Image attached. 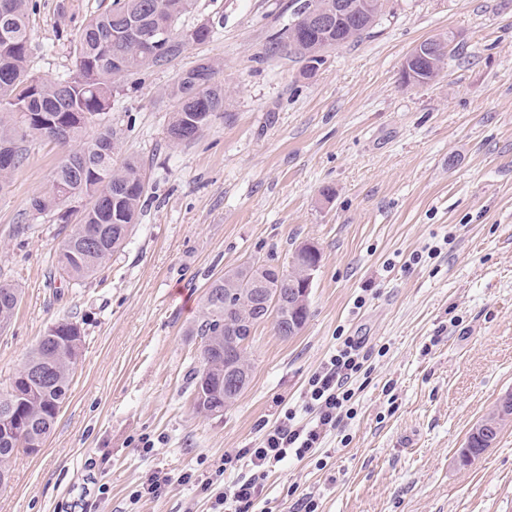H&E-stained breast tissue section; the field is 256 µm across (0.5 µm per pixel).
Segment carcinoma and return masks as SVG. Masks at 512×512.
I'll return each mask as SVG.
<instances>
[{
  "label": "carcinoma",
  "instance_id": "carcinoma-1",
  "mask_svg": "<svg viewBox=\"0 0 512 512\" xmlns=\"http://www.w3.org/2000/svg\"><path fill=\"white\" fill-rule=\"evenodd\" d=\"M116 7L91 18L73 41L76 75L54 80L34 81L29 75L31 49L28 0H0V155L11 165L0 163V190L8 176L21 165V144L38 138L63 147L73 143L58 163L48 187L30 201L37 214L58 213L67 224L74 209L69 204L79 199L88 203L72 231L56 252V269L77 284L91 278L112 255L122 250L139 220L146 185L139 161L133 157L122 163L115 160L119 138L110 126H102L94 138L84 132L90 126L87 115H101L110 108L115 76L132 77L161 65L179 55L190 42H206L215 34V26L181 31L178 21L191 8L192 0H115ZM336 0H293L291 23L284 32L289 38L293 27L313 4ZM381 12L374 0H364L361 8L346 16L327 36L343 46L360 41L379 24ZM171 27L170 37L160 42L154 36L161 25ZM326 36L311 28L302 47L289 46L308 63L311 50ZM216 70L199 64L185 71L199 87L203 99L190 96L182 83L175 84L170 95L179 103L168 133L172 141L187 143L210 126L188 123L197 113L217 117L224 112V88L215 81ZM320 252L311 244L298 246L289 267L247 262L213 279L203 295L201 314L189 330L200 339L203 366L193 373L196 409L211 413L224 410V390L217 389L224 377V353L235 357L251 374L246 355L250 337L232 333L225 315L245 313L256 327L273 321L279 335L291 337L293 329H302L309 318V303L296 305L300 289L311 288L308 271H316ZM21 302L15 285L0 281V329L13 320ZM83 336L73 322L53 324L39 337L23 366L0 390V409L13 412L24 428L20 436L0 433V474L11 477L10 461L19 452L44 446L51 428L70 390L74 368L80 356ZM212 382V390L199 401L203 380ZM512 416V409L495 408L486 420L499 425L497 433L472 431L467 437V455L476 458L492 447L498 432Z\"/></svg>",
  "mask_w": 512,
  "mask_h": 512
}]
</instances>
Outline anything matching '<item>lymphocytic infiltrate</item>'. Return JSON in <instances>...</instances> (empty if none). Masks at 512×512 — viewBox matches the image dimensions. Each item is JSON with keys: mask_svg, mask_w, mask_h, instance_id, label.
<instances>
[{"mask_svg": "<svg viewBox=\"0 0 512 512\" xmlns=\"http://www.w3.org/2000/svg\"><path fill=\"white\" fill-rule=\"evenodd\" d=\"M367 360L361 338L342 337L335 353L309 378L301 408H283L259 447L226 450L224 467L236 477L216 495L212 512H247L280 465L312 457L329 433L353 418L352 383Z\"/></svg>", "mask_w": 512, "mask_h": 512, "instance_id": "lymphocytic-infiltrate-1", "label": "lymphocytic infiltrate"}]
</instances>
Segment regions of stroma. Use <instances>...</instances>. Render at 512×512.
Wrapping results in <instances>:
<instances>
[{
    "mask_svg": "<svg viewBox=\"0 0 512 512\" xmlns=\"http://www.w3.org/2000/svg\"><path fill=\"white\" fill-rule=\"evenodd\" d=\"M32 2L30 73L72 74V37L113 0ZM290 4L193 0L179 28L210 19L214 37L116 85L103 121L118 158L141 161L147 196L125 248L84 284L55 267L60 224L29 209L65 150L26 142L0 189V281L23 293L0 331V383L54 323H77L84 341L69 398L44 448L13 462L0 512H208L203 480L232 478L225 450L256 446L282 404L299 405L342 336L371 354L356 416L326 437L325 464L272 473L252 512L305 495L318 512H512V423L475 460L459 453L512 393V0H384L371 34L312 72L275 43ZM448 36L440 77L405 83L409 51ZM208 60L224 113L174 144L166 91ZM303 243L321 252L308 321L290 338L258 325L246 389L197 412L189 330L209 282L247 261L287 266ZM158 467L196 479L132 500Z\"/></svg>",
    "mask_w": 512,
    "mask_h": 512,
    "instance_id": "1",
    "label": "stroma"
}]
</instances>
